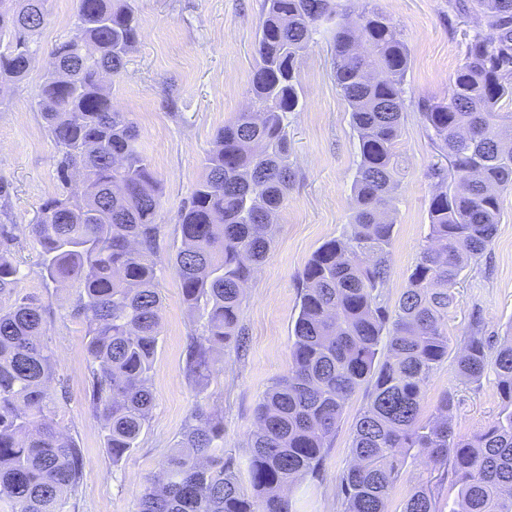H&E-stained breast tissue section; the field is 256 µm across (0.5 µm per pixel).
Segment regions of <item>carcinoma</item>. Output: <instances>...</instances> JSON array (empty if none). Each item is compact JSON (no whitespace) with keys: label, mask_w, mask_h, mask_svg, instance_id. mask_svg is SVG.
Masks as SVG:
<instances>
[{"label":"carcinoma","mask_w":512,"mask_h":512,"mask_svg":"<svg viewBox=\"0 0 512 512\" xmlns=\"http://www.w3.org/2000/svg\"><path fill=\"white\" fill-rule=\"evenodd\" d=\"M477 9L486 26L465 43L448 96L419 111L431 139L451 159L428 178L437 190L429 233L397 304L387 284L394 191L402 174L408 46L398 26L368 7L352 17L337 0H263L250 80L254 112H240L215 134L204 176L179 215L174 258L183 302L201 312L184 372L207 379L216 347L245 350L244 289L271 246L272 219L294 177L286 113L300 106L296 66L324 21L336 85L358 139L351 231L320 245L300 278L286 374L263 394L248 437L254 495L224 457L223 417L200 407L190 416L161 473L147 481L136 512H292L282 492L317 475L345 406L360 389L367 403L353 426L354 464L341 475L343 512H387L406 459L451 472L449 510L441 479L421 480L401 512H512V328L499 345L473 321L457 374L470 381L493 366L501 409L472 436L454 432L456 394L444 391L435 415L420 418L423 390L448 359V313L461 272L491 248L501 219L500 192L512 186V0H454ZM49 0H0V87L23 79L49 23ZM78 34L56 43L38 87L42 118L59 152L58 173L77 191L47 200L27 226L41 274L53 285L76 281L70 316L85 326L89 405L102 422L104 448L117 465L136 447L152 408L151 372L161 336L158 270L161 188L138 146L129 114L112 106L105 76L121 75L139 37L132 0H76ZM17 225L0 224V507L64 512L76 492L81 448L59 427L52 406L57 360L44 341L46 309L16 295L20 268L10 259Z\"/></svg>","instance_id":"obj_1"}]
</instances>
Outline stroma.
Masks as SVG:
<instances>
[{
	"label": "stroma",
	"instance_id": "stroma-1",
	"mask_svg": "<svg viewBox=\"0 0 512 512\" xmlns=\"http://www.w3.org/2000/svg\"><path fill=\"white\" fill-rule=\"evenodd\" d=\"M396 22L410 53L404 82L405 119L399 151L404 176L396 190L390 278L384 290L395 305L428 234V204L435 185L426 172L438 160L422 122V99L447 95L464 52V32L484 25L481 15H460L450 0H370ZM262 0H136L140 33L122 75L111 84L115 108L129 113L139 145L151 158L162 187L159 272L163 295L161 336L152 371L154 406L138 445L120 463L103 449L100 420L85 394L89 371L84 326L69 315L73 286L54 288L40 273L39 251L26 233L41 205L65 192L57 174V149L37 105L48 52L75 37V0H49L51 22L35 36L40 53L27 76L0 90V177L9 187L0 199V224L21 230L13 258L21 270L20 294L47 306V336L67 392L57 400V419L83 452L79 489L64 496L65 512H135L149 478L158 475L196 406L224 417V453L234 458L242 489H249L247 441L256 428V405L288 368L291 326L298 312L299 279L314 251L345 236L352 213L351 183L358 161L350 112L332 72L329 32L315 34L297 63L302 105L288 113V140L295 178L276 219L273 245L244 291V352L216 350L209 379L189 380L186 347L199 329L197 312L181 296L174 256L181 246L178 216L204 176L202 158L224 122L250 105ZM502 217L491 249L466 268L454 290L448 317V358L424 389L421 414L430 417L439 395L455 390L451 412L456 434L468 436L491 423L501 399L494 371L476 382L458 376L455 357L473 320L490 341L512 328V189L501 194ZM366 404L357 392L347 404L318 477L286 490L293 512H342L340 474L351 464L356 417Z\"/></svg>",
	"mask_w": 512,
	"mask_h": 512
}]
</instances>
